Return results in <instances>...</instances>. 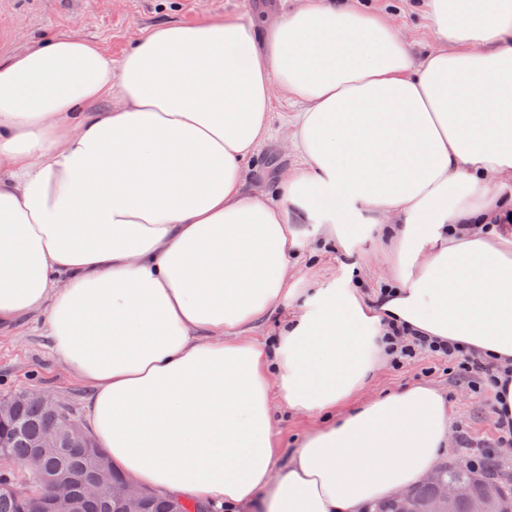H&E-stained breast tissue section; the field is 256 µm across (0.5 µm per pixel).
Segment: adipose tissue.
Masks as SVG:
<instances>
[{
  "label": "adipose tissue",
  "mask_w": 512,
  "mask_h": 512,
  "mask_svg": "<svg viewBox=\"0 0 512 512\" xmlns=\"http://www.w3.org/2000/svg\"><path fill=\"white\" fill-rule=\"evenodd\" d=\"M439 48L383 12L296 0L257 32L170 24L120 62L76 35L0 62V324L41 311L88 382L89 428L137 487L265 512H364L424 480L452 413L415 385L358 394L393 329L504 368L512 422V0H423ZM298 155L248 183L276 98ZM108 109H101V102ZM387 284L295 285L297 227ZM285 311L270 340L245 329ZM317 418L281 460L272 407ZM355 268L364 284V290L371 294L378 290V284L384 273L382 259L377 256L367 245L364 250L355 258Z\"/></svg>",
  "instance_id": "ef3b65f1"
}]
</instances>
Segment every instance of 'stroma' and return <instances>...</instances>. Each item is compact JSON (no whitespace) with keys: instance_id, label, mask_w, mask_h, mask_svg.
<instances>
[{"instance_id":"obj_1","label":"stroma","mask_w":512,"mask_h":512,"mask_svg":"<svg viewBox=\"0 0 512 512\" xmlns=\"http://www.w3.org/2000/svg\"><path fill=\"white\" fill-rule=\"evenodd\" d=\"M388 11L409 36L422 46L438 41L429 28L419 0H360ZM285 0H0V60L40 41L75 34L98 44L113 61H120L131 43L145 31L167 24H192L206 17H239L272 22ZM296 154L281 149L278 137L263 142L252 161V183L270 186L280 173L296 164ZM303 248H316L299 259L300 285L324 288L345 274L346 259L327 243L324 227H298ZM427 383L447 396L453 412L452 438L442 461H462L468 447L497 450L498 430L491 394L475 391L474 379L453 368L446 359L426 355L399 366L388 364L368 385L363 399L386 391ZM41 390L67 405L79 425L87 423L89 383L56 359L42 314L30 313L0 326V395Z\"/></svg>"}]
</instances>
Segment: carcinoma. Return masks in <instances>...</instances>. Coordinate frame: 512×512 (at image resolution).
Masks as SVG:
<instances>
[{
    "instance_id": "1",
    "label": "carcinoma",
    "mask_w": 512,
    "mask_h": 512,
    "mask_svg": "<svg viewBox=\"0 0 512 512\" xmlns=\"http://www.w3.org/2000/svg\"><path fill=\"white\" fill-rule=\"evenodd\" d=\"M0 413V439L16 458V469L0 472V512H40L34 500L51 494V489L36 482L33 468L62 476L72 484L69 512H207L176 495H155L125 488V478L112 468L106 454L89 437L68 448H39L42 437L72 420L67 408L51 399L11 394L4 397ZM444 482L462 483L469 488L466 498L456 501L452 512H474L482 485L493 481L499 486L498 498L488 512H512V470L489 464L475 468L466 464L437 466ZM436 500V486L422 483L413 489L404 504L388 499L370 506L366 512H428Z\"/></svg>"
}]
</instances>
